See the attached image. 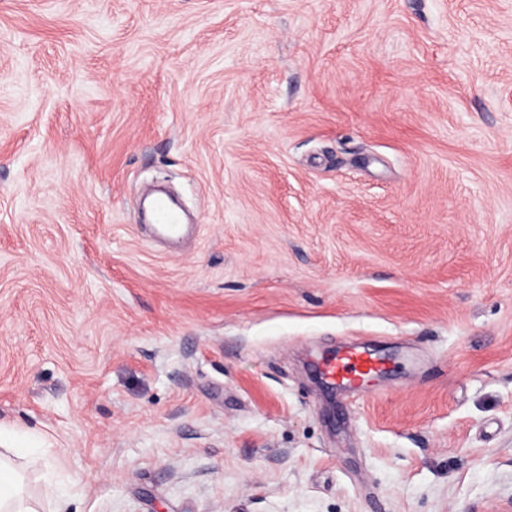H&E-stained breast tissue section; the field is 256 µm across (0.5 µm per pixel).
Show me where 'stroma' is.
<instances>
[{"label": "stroma", "mask_w": 512, "mask_h": 512, "mask_svg": "<svg viewBox=\"0 0 512 512\" xmlns=\"http://www.w3.org/2000/svg\"><path fill=\"white\" fill-rule=\"evenodd\" d=\"M0 434L38 512H512V0H0ZM153 219L157 234L166 240L180 241L188 235L189 228L182 223L179 211L165 199L155 201ZM319 371L331 387L362 391L368 390L370 380L384 372V368L382 361L373 353L349 348L323 360Z\"/></svg>", "instance_id": "obj_1"}]
</instances>
